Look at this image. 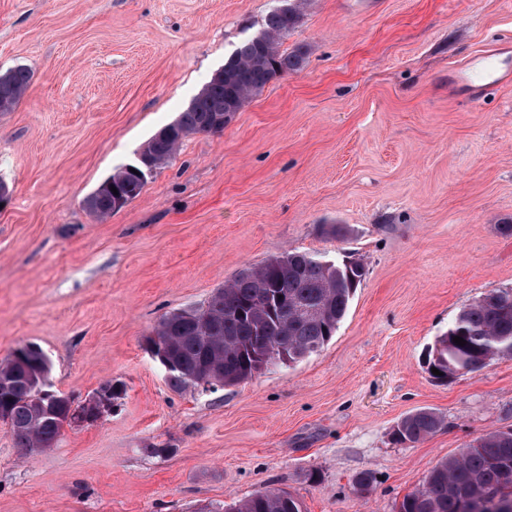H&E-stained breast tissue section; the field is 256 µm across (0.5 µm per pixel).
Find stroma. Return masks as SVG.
Returning a JSON list of instances; mask_svg holds the SVG:
<instances>
[{
	"mask_svg": "<svg viewBox=\"0 0 512 512\" xmlns=\"http://www.w3.org/2000/svg\"><path fill=\"white\" fill-rule=\"evenodd\" d=\"M277 4L0 0V72L33 74L0 112V359L37 344L78 402L122 386L35 455L0 424V512H198L271 489L305 512H395L438 461L512 428V358L445 382L426 364L463 307L512 288V86L448 97L449 66L512 40V0H313L284 43L307 47L300 72L186 138L112 217L87 209ZM288 249L364 263L335 336L173 391L145 336ZM420 408L444 427L396 443Z\"/></svg>",
	"mask_w": 512,
	"mask_h": 512,
	"instance_id": "35a3bbf8",
	"label": "stroma"
}]
</instances>
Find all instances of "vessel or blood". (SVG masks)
Masks as SVG:
<instances>
[{
	"instance_id": "obj_1",
	"label": "vessel or blood",
	"mask_w": 512,
	"mask_h": 512,
	"mask_svg": "<svg viewBox=\"0 0 512 512\" xmlns=\"http://www.w3.org/2000/svg\"><path fill=\"white\" fill-rule=\"evenodd\" d=\"M512 84V44L474 54L448 69V95L477 104L493 90Z\"/></svg>"
}]
</instances>
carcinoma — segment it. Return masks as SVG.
<instances>
[{
    "label": "carcinoma",
    "instance_id": "1",
    "mask_svg": "<svg viewBox=\"0 0 512 512\" xmlns=\"http://www.w3.org/2000/svg\"><path fill=\"white\" fill-rule=\"evenodd\" d=\"M312 0H282L261 28L243 39L224 60V79L214 77L167 127L168 137H152L141 154L153 168L167 164L183 141L194 134L224 129V115L240 111L272 79L301 70L304 47L281 49ZM31 71L22 66L0 73V102L12 112L26 94ZM137 173H132V170ZM149 173L138 160L107 177L116 191L97 193L87 204L98 219H106L137 198ZM366 274L363 263L350 266L329 262L308 252L288 250L276 261L244 269L232 282L217 289L204 303L161 317L152 331L168 354L166 372L176 391L195 385V378L219 367L214 375L224 385H236L255 373L284 361L295 362L321 349L336 333L356 289ZM466 341L454 343V337ZM282 354L262 360L268 342ZM431 367L442 378L480 370L483 358L512 357V288H498L465 306L430 348ZM0 377L8 384L0 390V422L8 426L14 446L23 453L37 445L51 448L73 417L68 398L56 393L40 397L31 368L23 359L0 361ZM443 418L431 409L405 416L395 427L398 443L416 444L436 434ZM512 433L497 431L476 438L460 452L438 462L422 487L405 495L396 512H512L490 498L499 491L512 503ZM208 512H304L292 494L273 489L234 506H211Z\"/></svg>",
    "mask_w": 512,
    "mask_h": 512
}]
</instances>
